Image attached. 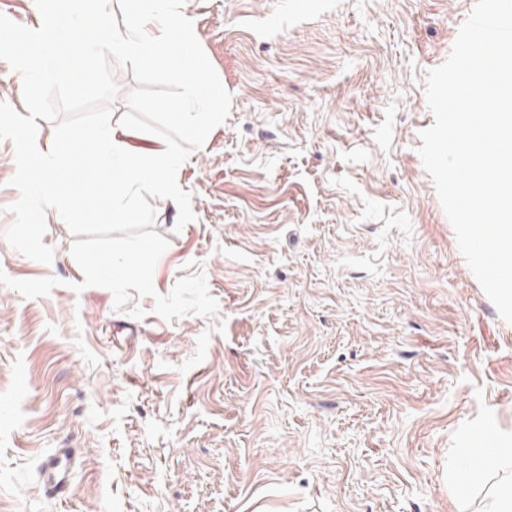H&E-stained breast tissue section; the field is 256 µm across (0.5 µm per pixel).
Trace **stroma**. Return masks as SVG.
<instances>
[{"label":"stroma","instance_id":"35a3bbf8","mask_svg":"<svg viewBox=\"0 0 512 512\" xmlns=\"http://www.w3.org/2000/svg\"><path fill=\"white\" fill-rule=\"evenodd\" d=\"M476 0H184L232 94L178 172L195 215L158 294L204 273L210 319L115 311L55 211L36 262L4 239L19 192L0 141V512H489L473 448H512V323L461 254L419 154L425 75ZM72 448L71 492L42 460ZM469 484L467 497L456 493ZM39 480L45 492L62 496L71 486V458L64 448H57L39 466Z\"/></svg>","mask_w":512,"mask_h":512}]
</instances>
